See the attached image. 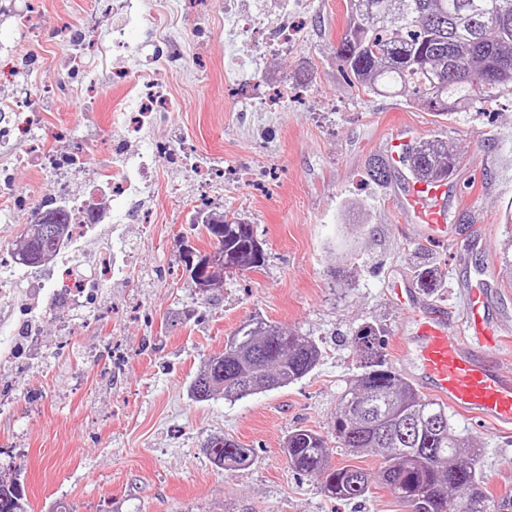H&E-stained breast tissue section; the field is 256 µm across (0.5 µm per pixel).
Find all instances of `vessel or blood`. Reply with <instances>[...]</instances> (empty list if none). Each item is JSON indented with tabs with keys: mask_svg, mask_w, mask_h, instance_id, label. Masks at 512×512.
Instances as JSON below:
<instances>
[{
	"mask_svg": "<svg viewBox=\"0 0 512 512\" xmlns=\"http://www.w3.org/2000/svg\"><path fill=\"white\" fill-rule=\"evenodd\" d=\"M445 185L442 179L412 180L404 201L421 223L443 237L448 229L434 203L444 193ZM479 301L478 290L468 291L461 323L480 344V351L471 350L449 331L447 318L439 308L420 316L414 346L403 343L399 351L404 356L414 355L420 380L440 402L457 411L476 414L505 430L512 426V380L497 374L488 364L487 357L497 350L499 338L480 320Z\"/></svg>",
	"mask_w": 512,
	"mask_h": 512,
	"instance_id": "obj_1",
	"label": "vessel or blood"
}]
</instances>
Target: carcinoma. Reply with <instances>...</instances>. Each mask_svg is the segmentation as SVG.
Segmentation results:
<instances>
[{
	"label": "carcinoma",
	"mask_w": 512,
	"mask_h": 512,
	"mask_svg": "<svg viewBox=\"0 0 512 512\" xmlns=\"http://www.w3.org/2000/svg\"><path fill=\"white\" fill-rule=\"evenodd\" d=\"M347 23L336 58L367 93L410 94L417 108L447 117L501 96H512V0H347ZM419 178L450 176L455 154L442 141L421 143L409 155ZM49 224H28L17 249L27 266L51 262L67 229L64 209L40 205ZM207 235H220L218 246L236 270L262 266L253 226L235 219L204 224ZM226 266L204 273L213 288L223 287ZM419 288H438L434 270L417 274ZM365 359L363 371L345 381L338 393L336 416L329 434L352 456L372 451L382 458L377 471L331 463L328 439L313 430L288 433L284 453L289 467L321 481L323 492L338 500L365 497L379 483L408 512H512V494L494 496L486 490L480 461L482 450L458 434L448 406L422 397L408 382L385 368L375 329L366 325L352 336ZM321 350L307 336L289 333L262 319H250L206 362L191 381L193 399L216 394L227 400L286 386L309 374ZM205 448L221 468H245L252 452L229 436H216ZM29 503L17 482L0 481V512H28Z\"/></svg>",
	"instance_id": "cac0c4a2"
}]
</instances>
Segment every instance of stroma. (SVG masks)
Wrapping results in <instances>:
<instances>
[{
	"instance_id": "35a3bbf8",
	"label": "stroma",
	"mask_w": 512,
	"mask_h": 512,
	"mask_svg": "<svg viewBox=\"0 0 512 512\" xmlns=\"http://www.w3.org/2000/svg\"><path fill=\"white\" fill-rule=\"evenodd\" d=\"M249 20L239 30L224 0H184L169 37L136 21L164 0H0V63L18 77L0 99L18 100L33 128L0 150L25 205L0 196V479L23 485L32 512H408L372 485L367 497L324 495L317 478L291 468L283 452L296 428L327 432L344 381L363 358L351 338L373 326L393 371L399 337L414 335L429 301L460 317L463 291H482L481 313L502 338L493 360L512 379V240L503 223L512 203V102L490 112L440 118L405 98L364 92L336 58L347 0H236ZM28 14L26 26L16 18ZM124 25L122 45L98 39ZM293 29L286 50L282 27ZM84 28L90 82L69 83L73 54L64 30ZM163 52L162 81L173 109L126 138L141 80H117ZM40 59L24 71L25 58ZM261 88L271 105L252 100ZM441 140L458 163L437 205L453 239H429L405 209L409 169L392 159V138ZM188 150L206 167L169 162ZM82 151L93 171L143 161L146 192L106 197L108 220L91 225L68 258L69 276L89 283L84 300L56 267L14 264L11 255L48 186L82 193L84 177L34 161V154ZM387 183L369 181L374 161ZM251 172L248 180L235 179ZM252 225L265 263L225 273L218 300L195 294L181 261L182 240L205 249L191 228L201 210ZM429 258L444 285L428 298L415 284ZM261 318L310 337L318 365L287 386L229 401L198 402L189 385L236 328ZM456 431L483 450L494 495L512 493V432L451 411ZM229 435L250 448L252 465L225 470L203 445Z\"/></svg>"
}]
</instances>
